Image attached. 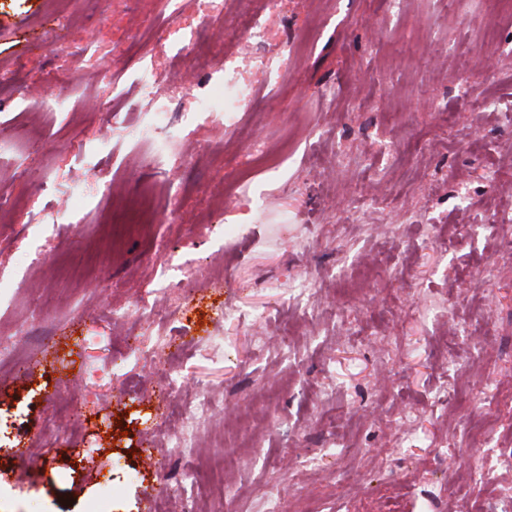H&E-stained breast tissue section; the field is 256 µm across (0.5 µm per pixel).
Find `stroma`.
Listing matches in <instances>:
<instances>
[{"label":"stroma","instance_id":"1","mask_svg":"<svg viewBox=\"0 0 512 512\" xmlns=\"http://www.w3.org/2000/svg\"><path fill=\"white\" fill-rule=\"evenodd\" d=\"M248 11L271 33L252 71L235 39L188 33L196 0H0V347L19 358L0 368V512H140L150 492L155 512H505L512 41L485 39L494 0ZM236 70L260 92L233 130L198 102ZM170 106L153 165L129 132ZM256 142L288 151L260 168ZM145 185L154 224L112 245L113 201ZM172 395L206 400L199 459H236L222 485L171 447Z\"/></svg>","mask_w":512,"mask_h":512}]
</instances>
